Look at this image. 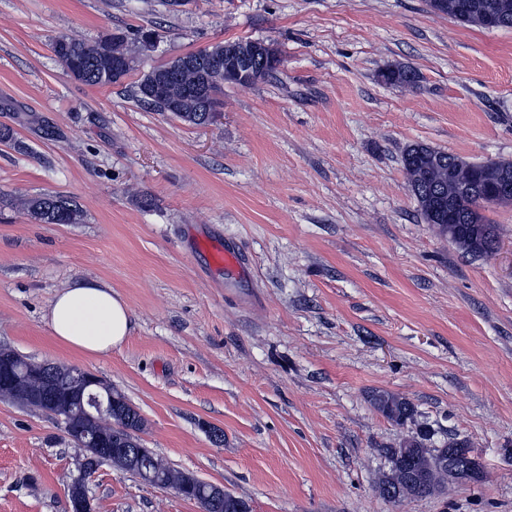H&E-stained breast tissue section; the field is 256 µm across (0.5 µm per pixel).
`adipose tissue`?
<instances>
[{
	"label": "adipose tissue",
	"mask_w": 512,
	"mask_h": 512,
	"mask_svg": "<svg viewBox=\"0 0 512 512\" xmlns=\"http://www.w3.org/2000/svg\"><path fill=\"white\" fill-rule=\"evenodd\" d=\"M47 320L55 340L90 356L120 347L132 328L126 301L110 285L80 280L58 291Z\"/></svg>",
	"instance_id": "1"
}]
</instances>
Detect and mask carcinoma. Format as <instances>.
<instances>
[{
  "instance_id": "1",
  "label": "carcinoma",
  "mask_w": 512,
  "mask_h": 512,
  "mask_svg": "<svg viewBox=\"0 0 512 512\" xmlns=\"http://www.w3.org/2000/svg\"><path fill=\"white\" fill-rule=\"evenodd\" d=\"M443 15L463 26H478L487 30L512 29V16L504 19L498 10L499 0H446ZM152 31L138 29L136 34L118 30L112 34L93 40L75 38L60 34L50 44L57 61L71 76L87 85H112L118 80L112 77V61L127 60L133 63L130 72L137 70L139 55L151 45ZM194 53L186 55L187 62L170 67L163 63L142 73L132 83L135 99L155 112H170L188 124H200L202 116L198 99L184 92L202 82L203 76L193 65L188 64ZM385 84L413 87L419 75L409 66L397 67L388 75H380ZM154 79H168L176 83L180 92L174 100L162 101L150 95L148 84ZM503 161L476 163L457 155L433 148L425 144H412L402 155L404 173H412L414 180L408 182L425 223L436 233L448 239L463 252L474 257H488L497 248L500 227L492 223L484 214L491 206L490 191ZM471 183V193L457 196L458 187ZM19 209L42 224H77L81 221L78 205L63 196L41 193L22 197ZM68 365L56 364L48 369V388L45 397L39 401H29L27 405L52 411L70 396V380L66 373ZM41 384L8 385L0 379V390L15 402L36 392ZM113 403L118 411L112 414L116 428L112 429L115 440L112 451L117 457L112 465L120 470L131 472L147 481L144 474L154 478L152 486L158 488H178L183 497L197 502L203 512H250L248 503L231 492L224 493V500L216 502V485L204 482L194 475L180 472L168 465L152 451L141 460L140 472L127 465L120 453L138 454L139 446L120 440L122 427L126 421L135 420L144 426V420L124 394L112 390ZM374 408L389 422L403 428L414 422L416 409L406 397L387 390L377 391L372 398ZM465 440L450 438L440 448L432 447L430 434L423 430L403 433L398 441L381 449L388 458L389 470L377 481L379 494L391 501L415 500L435 495L454 478L451 468L445 464L450 448H467Z\"/></svg>"
}]
</instances>
